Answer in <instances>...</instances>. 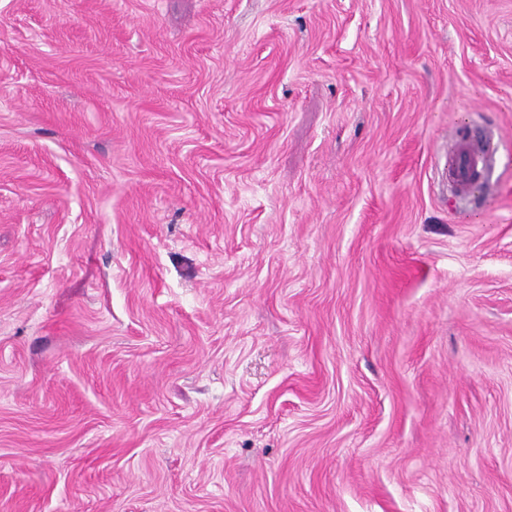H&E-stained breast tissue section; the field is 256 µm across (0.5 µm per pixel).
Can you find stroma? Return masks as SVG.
Wrapping results in <instances>:
<instances>
[{"instance_id": "stroma-1", "label": "stroma", "mask_w": 512, "mask_h": 512, "mask_svg": "<svg viewBox=\"0 0 512 512\" xmlns=\"http://www.w3.org/2000/svg\"><path fill=\"white\" fill-rule=\"evenodd\" d=\"M0 512H512V0H0ZM490 148L482 152L479 144L472 138L457 136L448 142L445 156L448 157V183L459 195H470L472 191L471 175L480 173L481 179L489 164L487 155L494 152L491 140Z\"/></svg>"}]
</instances>
